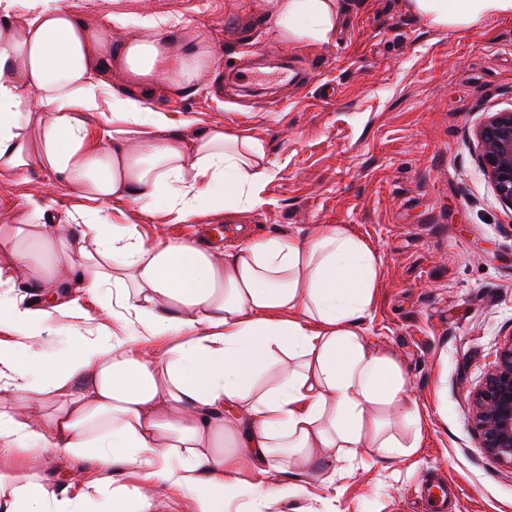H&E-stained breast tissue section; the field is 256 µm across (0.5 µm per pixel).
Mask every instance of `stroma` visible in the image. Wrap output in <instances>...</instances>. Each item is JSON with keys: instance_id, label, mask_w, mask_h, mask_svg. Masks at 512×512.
Here are the masks:
<instances>
[{"instance_id": "stroma-1", "label": "stroma", "mask_w": 512, "mask_h": 512, "mask_svg": "<svg viewBox=\"0 0 512 512\" xmlns=\"http://www.w3.org/2000/svg\"><path fill=\"white\" fill-rule=\"evenodd\" d=\"M82 19L125 14L129 31L163 18L169 35L198 32L216 64L187 96L159 90L151 104L185 136L221 125L260 139L272 175L263 206L237 214L200 210L175 223L139 203L115 205L109 224H132L147 241L201 236L213 246L242 237L312 232L342 224L377 254L378 288L366 338L397 357L422 417L416 453L357 457L345 472L324 459L330 486L313 482L270 501L265 512H425L423 479L444 478L448 512H512V466L481 448L472 394L512 333V208L477 159L475 131L512 112V19L449 34L426 25L402 0H351L335 38L289 47L260 0H68ZM55 191L58 217L76 203L32 168L0 178V225L26 219L28 197ZM59 302L80 297V317H55L44 337L49 366L71 334L111 325V288L80 294L57 283Z\"/></svg>"}]
</instances>
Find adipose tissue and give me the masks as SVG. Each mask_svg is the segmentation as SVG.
<instances>
[{
	"instance_id": "1",
	"label": "adipose tissue",
	"mask_w": 512,
	"mask_h": 512,
	"mask_svg": "<svg viewBox=\"0 0 512 512\" xmlns=\"http://www.w3.org/2000/svg\"><path fill=\"white\" fill-rule=\"evenodd\" d=\"M289 42L329 43L346 0H261ZM435 29L472 30L512 18V0H404ZM127 18L89 25L61 0H0V177L39 167L72 189L70 218L88 233L60 243L54 194L29 198L27 222L0 238V393L27 407L0 408V512H84L108 494L111 512H156L154 489L194 499L197 512L226 501L254 506L314 472L315 451L338 461L361 453L413 454L387 418L412 431L420 415L408 373L374 349L363 324L376 294L373 249L342 226L305 237L246 240L225 252L192 240L145 243L134 227L106 224L105 206H162L174 221L199 209L242 213L261 205V140L212 126L185 137L143 89L188 95L215 56L194 31L185 48L161 20L113 41ZM109 109L137 128L130 142L105 135L88 147L86 115ZM94 294L112 287L113 320L80 337L45 371L44 308L14 294L23 278L52 295L56 274ZM94 458L110 475L140 465V484L110 492L79 476L55 493L33 462L47 452Z\"/></svg>"
}]
</instances>
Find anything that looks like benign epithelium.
<instances>
[{
	"instance_id": "benign-epithelium-1",
	"label": "benign epithelium",
	"mask_w": 512,
	"mask_h": 512,
	"mask_svg": "<svg viewBox=\"0 0 512 512\" xmlns=\"http://www.w3.org/2000/svg\"><path fill=\"white\" fill-rule=\"evenodd\" d=\"M478 162L501 201L512 208V112L491 116L476 132ZM472 420L481 447L512 466V334L473 398Z\"/></svg>"
}]
</instances>
